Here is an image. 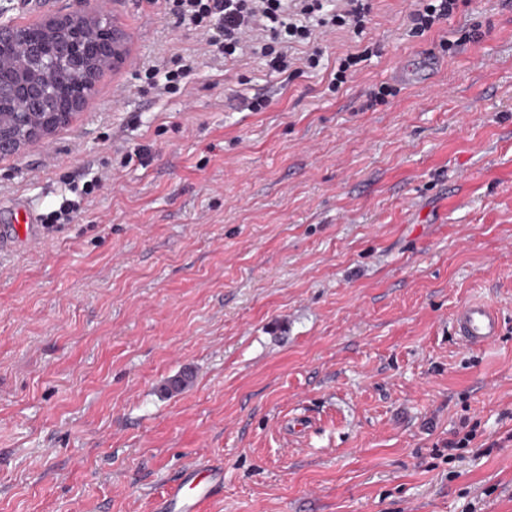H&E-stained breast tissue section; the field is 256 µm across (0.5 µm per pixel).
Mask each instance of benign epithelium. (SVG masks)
<instances>
[{
	"label": "benign epithelium",
	"mask_w": 512,
	"mask_h": 512,
	"mask_svg": "<svg viewBox=\"0 0 512 512\" xmlns=\"http://www.w3.org/2000/svg\"><path fill=\"white\" fill-rule=\"evenodd\" d=\"M88 12L49 17L37 24L42 37L5 19L0 7V42L17 46L27 69L0 65V161L46 143L93 97L103 73L125 60V35L104 0Z\"/></svg>",
	"instance_id": "1"
}]
</instances>
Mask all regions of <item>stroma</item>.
Returning a JSON list of instances; mask_svg holds the SVG:
<instances>
[{"label": "stroma", "mask_w": 512, "mask_h": 512, "mask_svg": "<svg viewBox=\"0 0 512 512\" xmlns=\"http://www.w3.org/2000/svg\"><path fill=\"white\" fill-rule=\"evenodd\" d=\"M107 2L125 63L0 161V225L17 199L40 221L0 250V512H154L198 462L224 471L200 512H512V0L421 37L411 0H371L363 37L289 80L200 54L165 0ZM360 40L377 55L329 92ZM189 54L179 92L148 78ZM470 299L503 319L480 348L452 333ZM465 424L491 450L448 459Z\"/></svg>", "instance_id": "stroma-1"}]
</instances>
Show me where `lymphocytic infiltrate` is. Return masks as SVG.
Here are the masks:
<instances>
[{"label":"lymphocytic infiltrate","mask_w":512,"mask_h":512,"mask_svg":"<svg viewBox=\"0 0 512 512\" xmlns=\"http://www.w3.org/2000/svg\"><path fill=\"white\" fill-rule=\"evenodd\" d=\"M173 11L190 21L216 58L258 55L269 68L285 74L295 66L319 67L320 50L303 57L295 46L311 40L316 29L345 30L362 35L371 22L369 0H172ZM469 0H413L408 14L412 34L421 36L448 19Z\"/></svg>","instance_id":"1"}]
</instances>
